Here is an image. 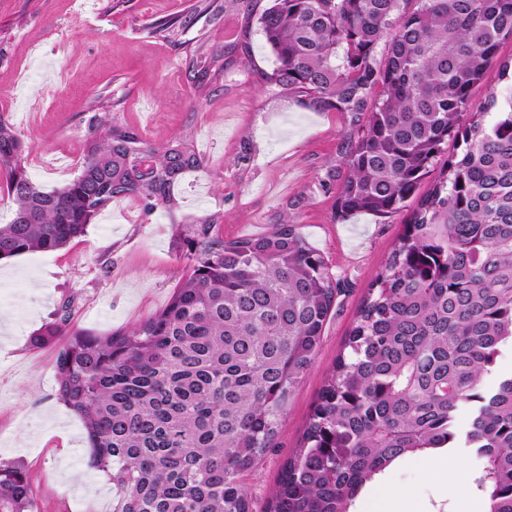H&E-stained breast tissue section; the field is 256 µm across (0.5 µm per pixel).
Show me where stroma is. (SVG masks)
<instances>
[{
    "mask_svg": "<svg viewBox=\"0 0 512 512\" xmlns=\"http://www.w3.org/2000/svg\"><path fill=\"white\" fill-rule=\"evenodd\" d=\"M271 0H0V116L31 148L28 174L51 190L78 173L85 135L102 106L150 143L191 134L208 166L179 188L181 211L224 217L225 238L264 234L291 216L340 284L312 366L293 391L276 448L244 479L252 512H266L283 461L301 442L325 373L340 354L368 290L404 230V215L339 219L334 202L346 168L340 154L350 118L302 108L261 81L275 60L259 27L249 54L224 58L220 88L196 99L188 62L196 49L223 51L246 15ZM178 21L170 33L152 25ZM337 179L327 182L328 170ZM175 227L138 201L117 199L80 240L54 252L8 259L0 274V458L23 461L39 512H112V486L89 465L79 418L55 396L54 352L33 334L66 298L74 323L98 334L161 310L186 271ZM463 452L405 457L382 477L404 493V512H486Z\"/></svg>",
    "mask_w": 512,
    "mask_h": 512,
    "instance_id": "stroma-1",
    "label": "stroma"
}]
</instances>
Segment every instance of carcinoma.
I'll return each mask as SVG.
<instances>
[{"instance_id": "cac0c4a2", "label": "carcinoma", "mask_w": 512, "mask_h": 512, "mask_svg": "<svg viewBox=\"0 0 512 512\" xmlns=\"http://www.w3.org/2000/svg\"><path fill=\"white\" fill-rule=\"evenodd\" d=\"M258 23L276 62L269 80L303 108L351 117L336 216L413 206L268 512H353L399 459L444 448L476 460L487 512H512V373L487 383L512 348V93L471 96L493 69L512 89V57L498 54L512 0H273ZM188 70L207 97L224 53H199ZM450 141L464 148L446 157ZM28 154L0 118L14 203L0 260L67 247L118 197L174 224L175 190L203 168L188 140L149 143L106 113L64 186L33 183ZM182 229L188 270L163 310L97 334L74 326L67 298L31 339L54 350L55 395L82 421L112 512H250L243 477L271 446L336 301L338 282L291 218L253 238L224 239L213 216ZM36 498L31 471L0 458V512H37Z\"/></svg>"}]
</instances>
